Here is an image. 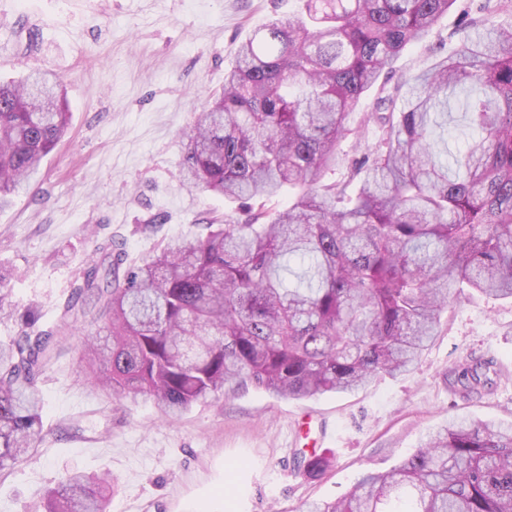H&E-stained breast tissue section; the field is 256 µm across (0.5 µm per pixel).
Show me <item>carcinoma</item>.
<instances>
[{"mask_svg": "<svg viewBox=\"0 0 512 512\" xmlns=\"http://www.w3.org/2000/svg\"><path fill=\"white\" fill-rule=\"evenodd\" d=\"M299 2L240 44L183 132L187 183L240 211L141 265L116 240L98 245L55 327L0 343V476L36 447L37 381L87 316L106 332L83 341L90 379L174 417L243 386L295 400L355 392L409 370L450 289L512 300V24L489 25L512 0L462 8L458 51L392 87L402 51L459 0ZM454 111L472 130L460 157L445 137ZM69 121L59 77L0 81V207ZM368 132L363 157L340 150ZM490 372L471 360L453 384L479 392ZM301 463L317 476L328 459ZM114 487L75 473L42 512H108ZM306 512H512V428L450 420L395 469Z\"/></svg>", "mask_w": 512, "mask_h": 512, "instance_id": "cac0c4a2", "label": "carcinoma"}]
</instances>
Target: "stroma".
Wrapping results in <instances>:
<instances>
[{"instance_id": "35a3bbf8", "label": "stroma", "mask_w": 512, "mask_h": 512, "mask_svg": "<svg viewBox=\"0 0 512 512\" xmlns=\"http://www.w3.org/2000/svg\"><path fill=\"white\" fill-rule=\"evenodd\" d=\"M296 0H0V79L54 72L71 122L36 180L0 210V273L11 311L0 341L27 322L54 325L98 244L122 241L128 262L148 260L165 239L197 236L234 203L188 187L184 130L240 42ZM450 11L398 61L409 77L457 50ZM81 335L68 338L41 377L42 440L0 479V512H34L69 472L112 474L110 512H302L331 502L368 471H386L451 418L512 424V302L452 296L438 336L408 374L381 376L353 393L285 399L248 387L219 394L180 417L152 400H116L87 384ZM492 361L489 392L463 400L448 372ZM315 426L295 441L303 417ZM327 438H320V431ZM326 454L307 476L299 453Z\"/></svg>"}]
</instances>
